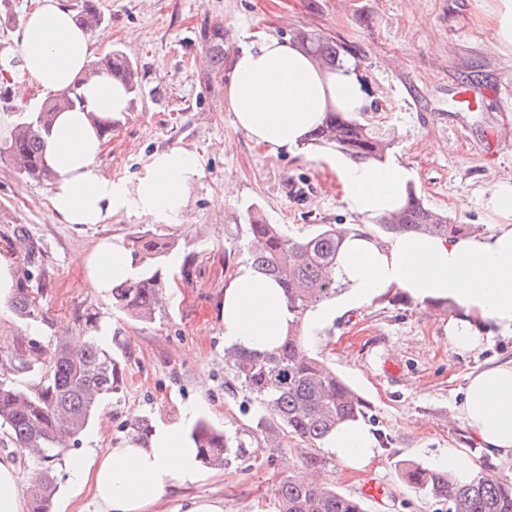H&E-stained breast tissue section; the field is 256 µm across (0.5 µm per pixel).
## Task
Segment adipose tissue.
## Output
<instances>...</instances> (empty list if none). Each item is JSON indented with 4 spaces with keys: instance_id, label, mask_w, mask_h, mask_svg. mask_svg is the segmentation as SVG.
<instances>
[{
    "instance_id": "obj_1",
    "label": "adipose tissue",
    "mask_w": 512,
    "mask_h": 512,
    "mask_svg": "<svg viewBox=\"0 0 512 512\" xmlns=\"http://www.w3.org/2000/svg\"><path fill=\"white\" fill-rule=\"evenodd\" d=\"M108 40L105 30L79 26L66 0H37L17 31L25 73L44 91L61 94L76 86L82 96L42 136L54 173L52 217L59 224H104L132 212L154 224L181 222L186 189L200 176L193 152L154 153L133 183L107 177L99 165L100 122L120 119L134 100L121 81L91 72L96 45ZM224 100L235 128L273 153L304 149L327 113L353 116L370 105L352 65L327 68L299 43L269 34L233 55ZM329 163L342 203L364 225L405 204L412 175L398 161L334 156ZM485 207L494 222L487 234L446 239L404 232L382 241L364 225L352 230L336 264L345 287L342 302L309 312L308 336L326 328L340 308L370 303L392 289L418 303L454 307L448 341L457 351L481 350L495 332L512 335V181L494 182ZM91 263L101 288L136 272L117 239L100 244ZM219 320L226 345L263 351L286 336L290 317L280 285L242 265L224 290ZM195 414L185 408L178 422L155 428L147 440L89 448L65 459L73 493L87 496L80 512H160L165 496L177 489L182 496L172 512H224L223 498L185 492L204 477L197 451L184 437ZM456 417L489 456H512V359L468 375ZM325 446L337 459L364 465L375 456L377 439L366 423L355 421L337 427ZM0 512H26L19 462L7 454L0 455Z\"/></svg>"
}]
</instances>
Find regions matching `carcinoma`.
I'll return each mask as SVG.
<instances>
[{
	"label": "carcinoma",
	"mask_w": 512,
	"mask_h": 512,
	"mask_svg": "<svg viewBox=\"0 0 512 512\" xmlns=\"http://www.w3.org/2000/svg\"><path fill=\"white\" fill-rule=\"evenodd\" d=\"M75 11L79 23L89 30L103 21L98 0H76ZM199 36L212 71H222L223 29L204 26ZM300 39L326 65L334 66L354 53L351 45L320 35L303 32ZM96 66L136 90L138 70L122 53L111 52ZM77 101L76 87L43 101L38 111L15 129L0 153L7 154L27 176L52 179L42 157L41 132L51 126L57 112L74 107ZM312 139L360 160L381 159L388 149V143L367 125L337 112L327 115ZM378 228L382 237L412 231L446 238L466 231L464 225L448 222L447 216L428 208L412 193L404 207L381 219ZM348 232L341 224H322L311 234L292 237L281 225L266 224L250 215L246 242L225 254L227 258L234 253L246 255V263L274 278L286 295L291 321L279 346L270 351L225 350L233 379L260 407L251 433L262 434L278 448L288 437L315 448L338 424L363 421L369 411L367 401L313 355L301 336L308 312L344 290L334 268ZM173 248V243L160 245L146 232L132 236L131 250L141 271L136 279L112 288V306L140 320L152 319L167 288L158 258ZM33 303L28 289H19L17 313L32 316ZM0 364L13 373L38 375L29 392L0 381V428L5 429L10 444L43 463L68 452L70 442L86 429L99 404L120 392L123 384L120 364L94 336L80 349L72 348L64 336L48 342L18 336ZM189 437L201 462L209 466H223L246 453V444L239 437L203 420L193 426ZM400 471L416 490L448 502L449 512H512V479L498 475L488 465L462 480L420 465L404 463ZM55 490L54 478L44 474L29 491V512H51ZM275 496L279 512H364L358 498L299 475L280 481Z\"/></svg>",
	"instance_id": "1"
}]
</instances>
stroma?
<instances>
[{
    "instance_id": "obj_1",
    "label": "stroma",
    "mask_w": 512,
    "mask_h": 512,
    "mask_svg": "<svg viewBox=\"0 0 512 512\" xmlns=\"http://www.w3.org/2000/svg\"><path fill=\"white\" fill-rule=\"evenodd\" d=\"M99 2L110 40L97 45V56L123 53L142 79L131 112L105 139L102 170L133 181L154 152L182 148L197 154L201 175L189 193L186 223L119 214L104 224H58L49 182L0 159V255L12 262L16 288H28L35 299L30 319L20 318L12 303L0 306V346L16 336L45 341L81 334L76 319L92 309L110 330L107 347L123 369L122 391L102 403L74 453L93 442L102 448L124 442L135 418L156 427L194 405L199 418L246 438L244 457L205 467L204 479L190 488L223 497L224 512H278L275 486L305 470L311 456L320 460L324 481L361 499L365 512H448L447 502L403 481L397 466L431 468L451 448L512 477V458L490 459L454 416L468 374L511 359L512 337L497 334L480 351L456 352L447 341L445 305H421L396 290L341 311L309 344L371 406L367 422L379 442L368 465L350 467L327 448L297 439L270 448L248 435L258 405L224 364L219 325L224 289L238 266L225 261V247L243 243L251 212L294 237L361 219L345 209L324 162L334 147L272 154L235 129L225 110L227 75L211 72L199 38L203 25L223 23L228 57L261 33L291 40L306 30L354 45L353 63L371 100L359 122L386 135L389 157L411 170L412 189L426 206L481 233L491 229L483 207L488 187L512 178V142L496 139L512 130V56L490 46L486 0ZM33 6V0H0V59L12 88L11 98L0 100V124L12 130L48 97L22 70L14 40ZM462 87L471 107L454 100ZM138 231L175 244L162 260L168 279L162 308L147 321L113 309L108 289L96 287L92 268L81 263L102 241H126ZM189 256L194 262L186 271ZM371 482L380 495L368 493Z\"/></svg>"
}]
</instances>
